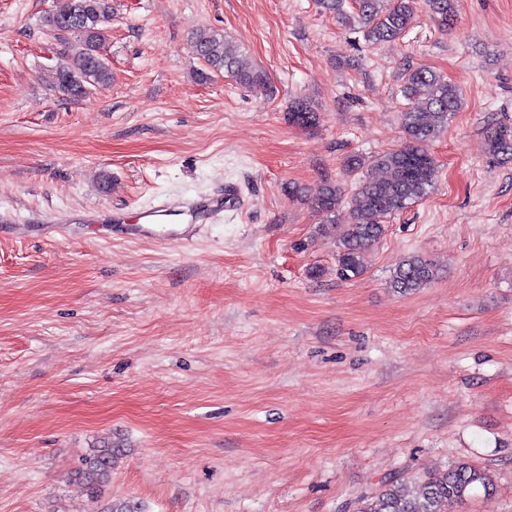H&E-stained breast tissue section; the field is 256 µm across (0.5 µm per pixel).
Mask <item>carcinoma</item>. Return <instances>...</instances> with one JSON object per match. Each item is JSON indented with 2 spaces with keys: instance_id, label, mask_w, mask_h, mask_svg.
I'll use <instances>...</instances> for the list:
<instances>
[{
  "instance_id": "obj_1",
  "label": "carcinoma",
  "mask_w": 512,
  "mask_h": 512,
  "mask_svg": "<svg viewBox=\"0 0 512 512\" xmlns=\"http://www.w3.org/2000/svg\"><path fill=\"white\" fill-rule=\"evenodd\" d=\"M417 2L355 0L365 39L372 43L398 39L412 23ZM317 3L323 10L336 14L342 23H351L352 16L344 11V0H317ZM425 3L440 30L446 31L454 25L460 0H425ZM112 14V0H67L62 9L42 16L43 28L62 44L55 82L61 96L76 98L91 86L112 85L107 52ZM191 44L203 62L197 73L198 81L205 83L215 75L226 74L242 86L266 85L264 71L246 62L224 35L201 30L192 37ZM402 93L407 101L401 114L404 145L372 157L370 166L375 175L364 180L354 194L350 222L336 223V207L341 201V191L336 185L324 183L312 201L313 209L324 217L318 233L336 243L338 269L346 278L364 271L366 254L384 235V219L427 195L436 177V163L428 146L448 127L449 119L462 105L459 87L432 70L408 71ZM288 115L300 127L316 124V113L304 101L295 103ZM488 149L506 161L512 160V124L501 123L491 129ZM438 273L436 264L413 253L396 266L390 287L409 294L433 282ZM116 458L110 443L95 448L72 472L71 479L82 487L87 497L98 501L107 494ZM478 487L491 495L492 476L486 469L468 462H458L443 472L429 474L417 491L408 488L404 476L395 475L385 480L378 493L363 500L358 512H456Z\"/></svg>"
}]
</instances>
